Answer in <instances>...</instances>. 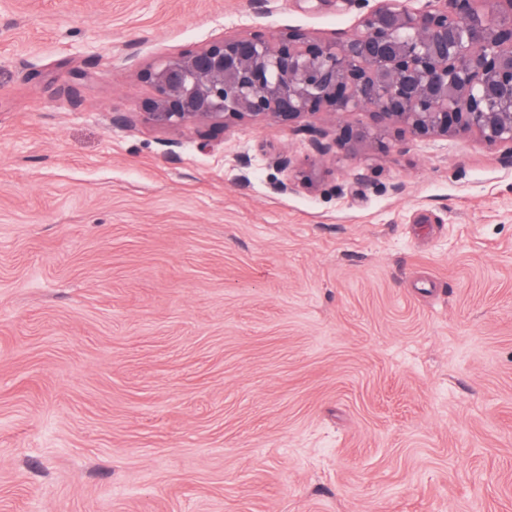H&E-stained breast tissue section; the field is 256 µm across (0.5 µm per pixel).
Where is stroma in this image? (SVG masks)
Masks as SVG:
<instances>
[{
	"mask_svg": "<svg viewBox=\"0 0 512 512\" xmlns=\"http://www.w3.org/2000/svg\"><path fill=\"white\" fill-rule=\"evenodd\" d=\"M360 17L0 0V512H512L503 149L140 114L164 56Z\"/></svg>",
	"mask_w": 512,
	"mask_h": 512,
	"instance_id": "obj_1",
	"label": "stroma"
}]
</instances>
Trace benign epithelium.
<instances>
[{
  "instance_id": "benign-epithelium-1",
  "label": "benign epithelium",
  "mask_w": 512,
  "mask_h": 512,
  "mask_svg": "<svg viewBox=\"0 0 512 512\" xmlns=\"http://www.w3.org/2000/svg\"><path fill=\"white\" fill-rule=\"evenodd\" d=\"M358 27L317 41L298 29L253 31L167 56L143 73V120L159 129L271 121L311 136L321 158L383 153L394 134L474 136L512 161V0H350ZM368 111L355 126L344 117ZM331 131L304 123L318 113ZM317 187L302 168L280 192Z\"/></svg>"
}]
</instances>
